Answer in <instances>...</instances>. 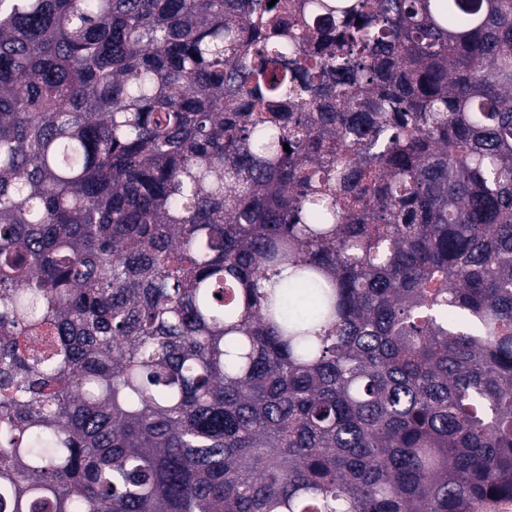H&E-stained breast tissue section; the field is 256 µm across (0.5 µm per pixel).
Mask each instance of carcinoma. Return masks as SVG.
<instances>
[{
  "label": "carcinoma",
  "instance_id": "obj_1",
  "mask_svg": "<svg viewBox=\"0 0 512 512\" xmlns=\"http://www.w3.org/2000/svg\"><path fill=\"white\" fill-rule=\"evenodd\" d=\"M269 2L0 0V512L512 501V0Z\"/></svg>",
  "mask_w": 512,
  "mask_h": 512
}]
</instances>
